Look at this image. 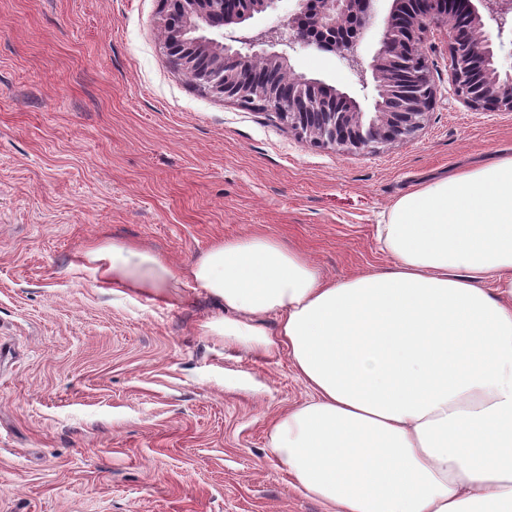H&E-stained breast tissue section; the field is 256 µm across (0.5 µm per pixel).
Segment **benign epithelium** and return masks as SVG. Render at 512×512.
<instances>
[{
	"instance_id": "obj_1",
	"label": "benign epithelium",
	"mask_w": 512,
	"mask_h": 512,
	"mask_svg": "<svg viewBox=\"0 0 512 512\" xmlns=\"http://www.w3.org/2000/svg\"><path fill=\"white\" fill-rule=\"evenodd\" d=\"M279 0H160L161 44L174 72L200 90L240 104L269 108L316 145L362 149L412 135L435 96L420 44L430 25L453 31L448 45L456 92L475 109L512 111V68H501L489 21L503 35L512 22V0H464L460 13L445 0H392L379 48L370 63L356 52L358 38L373 24L376 0H297L299 10L278 24L249 26L257 15L277 9ZM335 53L362 89L376 92L375 104L399 98L396 112L375 109L367 116L357 100L318 79L295 73L290 53L297 47ZM247 68L289 79L301 102L281 107L258 81L246 82Z\"/></svg>"
}]
</instances>
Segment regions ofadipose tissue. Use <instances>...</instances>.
I'll list each match as a JSON object with an SVG mask.
<instances>
[{
    "label": "adipose tissue",
    "instance_id": "1",
    "mask_svg": "<svg viewBox=\"0 0 512 512\" xmlns=\"http://www.w3.org/2000/svg\"><path fill=\"white\" fill-rule=\"evenodd\" d=\"M377 240L389 267L337 281L266 233L183 273L120 240L83 257L159 299L189 278L223 309L201 334L287 353L308 398L269 445L329 512H512V155L400 197Z\"/></svg>",
    "mask_w": 512,
    "mask_h": 512
}]
</instances>
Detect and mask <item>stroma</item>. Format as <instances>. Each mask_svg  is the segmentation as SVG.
Instances as JSON below:
<instances>
[{
  "label": "stroma",
  "instance_id": "obj_1",
  "mask_svg": "<svg viewBox=\"0 0 512 512\" xmlns=\"http://www.w3.org/2000/svg\"><path fill=\"white\" fill-rule=\"evenodd\" d=\"M161 25L159 0H0V512H326L268 446L307 396L288 357L201 335L219 307L191 280L117 294L81 254L127 240L181 270L270 232L329 278L380 269L391 204L511 155L512 112L457 95L435 28L422 128L321 147L176 74ZM291 64L373 110L335 55Z\"/></svg>",
  "mask_w": 512,
  "mask_h": 512
}]
</instances>
